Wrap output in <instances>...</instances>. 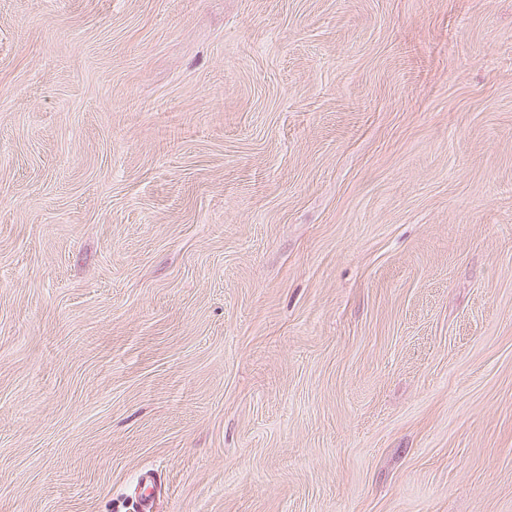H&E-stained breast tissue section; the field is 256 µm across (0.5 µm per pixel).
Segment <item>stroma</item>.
<instances>
[{
    "instance_id": "1",
    "label": "stroma",
    "mask_w": 512,
    "mask_h": 512,
    "mask_svg": "<svg viewBox=\"0 0 512 512\" xmlns=\"http://www.w3.org/2000/svg\"><path fill=\"white\" fill-rule=\"evenodd\" d=\"M512 512V0H0V512Z\"/></svg>"
}]
</instances>
